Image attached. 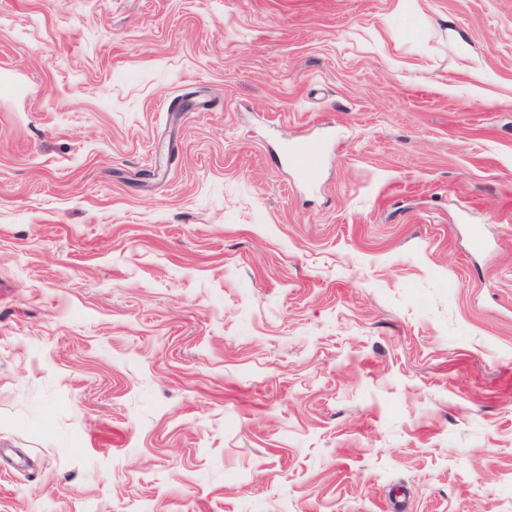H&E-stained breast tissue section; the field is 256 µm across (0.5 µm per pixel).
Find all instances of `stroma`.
<instances>
[{"instance_id":"35a3bbf8","label":"stroma","mask_w":512,"mask_h":512,"mask_svg":"<svg viewBox=\"0 0 512 512\" xmlns=\"http://www.w3.org/2000/svg\"><path fill=\"white\" fill-rule=\"evenodd\" d=\"M0 512H512V0H0ZM287 159L302 180L309 183L319 181L322 156L318 148L309 144H302L294 148Z\"/></svg>"}]
</instances>
